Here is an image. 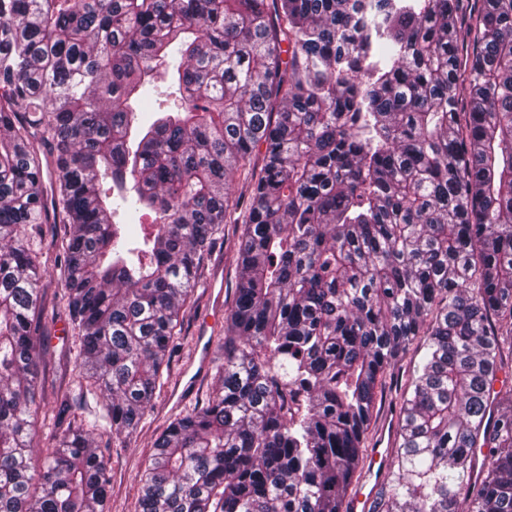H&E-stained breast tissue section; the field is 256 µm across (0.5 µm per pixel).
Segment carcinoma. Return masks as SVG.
Masks as SVG:
<instances>
[{"instance_id":"1","label":"carcinoma","mask_w":512,"mask_h":512,"mask_svg":"<svg viewBox=\"0 0 512 512\" xmlns=\"http://www.w3.org/2000/svg\"><path fill=\"white\" fill-rule=\"evenodd\" d=\"M162 84L177 107L141 112ZM57 222L104 402L41 448L68 408L36 395ZM226 224L216 384L138 512H344L416 343L370 512H512V0H0V512H103L98 439L154 408ZM425 349L419 344H414L407 351L404 356L401 366L396 369L386 380L384 389L377 397L375 407L373 409L370 426L367 433V441L365 446L367 448V442L372 433L380 421L386 417H390L394 421V441L392 448H395V441L397 438L398 431V419H399V400L395 397L396 392L402 389L406 383L408 377L413 373L414 370L418 369L424 359ZM387 433V444L384 447ZM393 436V428L389 425L383 424L378 431L375 439L373 440L370 448H368L367 467L361 477L358 490L354 497L349 501L347 505L348 512H369V508L373 499V490L366 493L368 486L370 485L373 478L376 482H379L384 478V474L388 466V448L390 446ZM365 448V449H366ZM392 448L389 453V466L392 460Z\"/></svg>"}]
</instances>
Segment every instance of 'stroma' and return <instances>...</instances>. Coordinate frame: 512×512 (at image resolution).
<instances>
[{
    "label": "stroma",
    "instance_id": "stroma-1",
    "mask_svg": "<svg viewBox=\"0 0 512 512\" xmlns=\"http://www.w3.org/2000/svg\"><path fill=\"white\" fill-rule=\"evenodd\" d=\"M63 227L47 224L43 227L41 261L48 269L41 292L44 315L42 326L46 333L43 348L45 359L38 371V395L46 403L62 397H70L71 407L61 418L62 426H78L98 406L95 398L81 397L77 388V370L74 353L79 338L74 330L68 308L63 300L64 284L55 267V259L61 254ZM241 227L228 224L224 227V247L214 251L205 262L201 283L195 290L197 304L188 311L177 339V349L172 357L171 369L163 377V385L157 392L154 409L140 423L136 432L111 440L106 451L110 485L105 512H136L140 494V479L151 459L153 441L168 418L172 417L173 390L181 378L184 367L193 356L196 346V328L210 304V284L213 277L224 282V301L232 303L235 291L234 251ZM424 359V350L413 345L407 351L401 366L386 380L373 409L371 422L379 424L383 419L398 420L399 401L396 393L402 389L414 370Z\"/></svg>",
    "mask_w": 512,
    "mask_h": 512
}]
</instances>
